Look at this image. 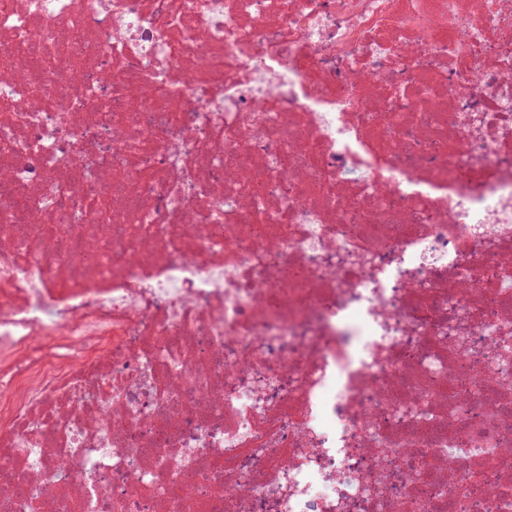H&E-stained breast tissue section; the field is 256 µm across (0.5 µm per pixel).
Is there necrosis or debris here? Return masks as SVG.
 Returning a JSON list of instances; mask_svg holds the SVG:
<instances>
[{
    "label": "necrosis or debris",
    "instance_id": "4bbe7bcc",
    "mask_svg": "<svg viewBox=\"0 0 512 512\" xmlns=\"http://www.w3.org/2000/svg\"><path fill=\"white\" fill-rule=\"evenodd\" d=\"M512 0H0V512H512Z\"/></svg>",
    "mask_w": 512,
    "mask_h": 512
}]
</instances>
